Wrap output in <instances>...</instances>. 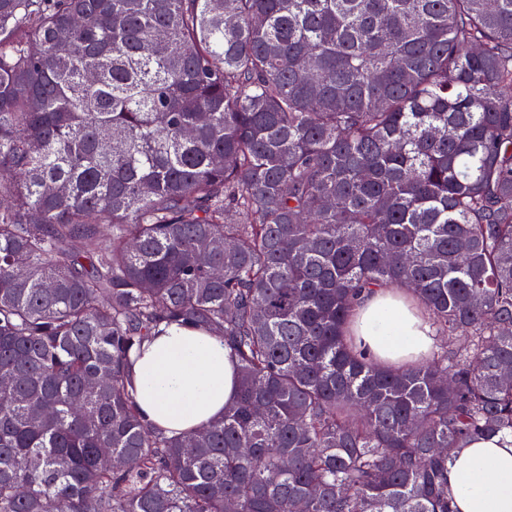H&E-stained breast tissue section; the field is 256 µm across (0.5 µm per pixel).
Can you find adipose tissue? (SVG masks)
Returning a JSON list of instances; mask_svg holds the SVG:
<instances>
[{
    "instance_id": "ef3b65f1",
    "label": "adipose tissue",
    "mask_w": 512,
    "mask_h": 512,
    "mask_svg": "<svg viewBox=\"0 0 512 512\" xmlns=\"http://www.w3.org/2000/svg\"><path fill=\"white\" fill-rule=\"evenodd\" d=\"M353 334L381 364L427 354L435 338L398 292L376 288L355 310ZM146 420L180 434L224 415L235 396L234 365L221 337L171 327L144 345L133 366ZM448 486L459 512H512V446L497 439L460 449L448 465Z\"/></svg>"
}]
</instances>
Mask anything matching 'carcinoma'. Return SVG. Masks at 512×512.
<instances>
[{"label": "carcinoma", "mask_w": 512, "mask_h": 512, "mask_svg": "<svg viewBox=\"0 0 512 512\" xmlns=\"http://www.w3.org/2000/svg\"><path fill=\"white\" fill-rule=\"evenodd\" d=\"M367 288L427 357L356 350ZM171 326L237 378L182 435ZM1 377L0 512H459L512 437V0H0ZM143 347L133 371L146 420L180 434L224 416L236 385L224 339L173 326ZM448 464V487L461 512H512V446L480 440Z\"/></svg>", "instance_id": "1"}]
</instances>
